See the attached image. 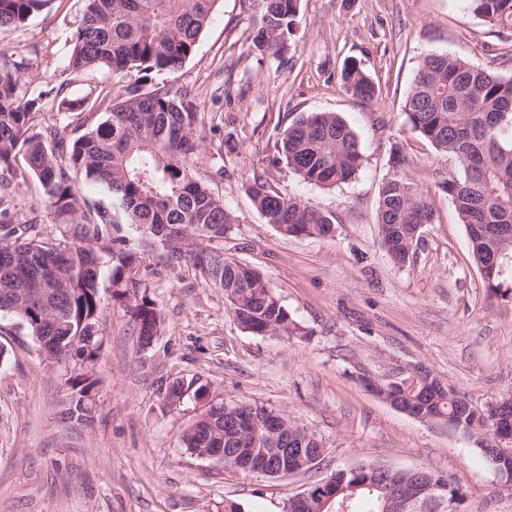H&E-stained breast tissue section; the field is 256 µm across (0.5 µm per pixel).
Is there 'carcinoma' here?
I'll return each mask as SVG.
<instances>
[{
  "instance_id": "obj_1",
  "label": "carcinoma",
  "mask_w": 512,
  "mask_h": 512,
  "mask_svg": "<svg viewBox=\"0 0 512 512\" xmlns=\"http://www.w3.org/2000/svg\"><path fill=\"white\" fill-rule=\"evenodd\" d=\"M49 0H0V28L19 27ZM218 0H85L72 37L66 70H104L140 74L107 102L108 94L69 100L64 85L55 89L60 105L76 121L36 131L33 115L43 94L24 92V59L0 70V168L22 166L40 182L48 207L62 224L61 239L47 242L7 220L0 210V315L16 317L33 339L56 349L55 355L81 363L65 379L58 418L68 427L93 425L98 380L92 363L99 339L100 282L108 274L112 297L128 304L139 347L153 346L161 334L154 301L131 298L129 287L140 280L144 250L160 253L169 263L189 265L207 284L224 292L246 328L272 327L282 335L297 329L288 309L255 268L224 256L226 235L236 215L224 199L197 180L192 164L201 153L197 135L204 116L188 92L165 85L142 84L153 71H174L195 52ZM262 26L254 46L275 58L285 50V35L296 25L299 0H261ZM472 12L502 28H512V0H469ZM347 92L371 99L377 87L355 60L340 74ZM102 121L86 125L96 111ZM403 113L411 129L442 153L453 156L462 171L443 189L465 224L471 251L485 287L497 296H512V77L489 72L446 53L422 61L406 96ZM85 128L77 136L71 124ZM278 157L304 182L331 189L352 181L364 157L359 138L335 112H315L293 120L282 133ZM107 189L112 201L136 228L143 249L130 246L111 229L117 221L101 204L80 193L79 180ZM247 193L267 224L285 237H324L332 233L330 213L281 193L266 178L255 176ZM434 218L428 201L407 174L399 170L379 191L377 223L387 253L397 267L410 262L420 239L418 217ZM40 308L43 316L33 313ZM197 395L201 377L177 378L173 394L183 387ZM416 414L443 419L459 411L462 397L436 391L427 375H417L397 389L379 390ZM253 420L240 423L252 431L266 423L273 409L248 405ZM467 424L498 425L512 431V397L478 408L470 406ZM234 435L224 417L201 419L181 436L183 447L225 448ZM368 474L336 471L345 493L332 512H383L380 493L365 487ZM426 482L405 487L391 512H460L463 494L452 484L427 492Z\"/></svg>"
}]
</instances>
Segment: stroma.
Here are the masks:
<instances>
[{
    "label": "stroma",
    "mask_w": 512,
    "mask_h": 512,
    "mask_svg": "<svg viewBox=\"0 0 512 512\" xmlns=\"http://www.w3.org/2000/svg\"><path fill=\"white\" fill-rule=\"evenodd\" d=\"M83 10L84 0H50L23 26L0 29V68L25 59L34 92L62 82L74 100L105 87L120 92L133 75L65 69ZM261 25L260 0H219L193 56L150 79L188 91L206 118H220V131L199 132L195 176L238 218L225 255L263 274L299 333L244 331L223 292L146 254L138 289L154 299L161 334L141 350L126 307L103 292L96 418L73 435L57 413L74 362H47L26 326L0 317L8 356L0 364V512H224L228 501L241 512H284L307 486L368 461L438 470L462 491L461 512H512V489L484 462L477 436L409 417L363 382L416 364L477 406L512 395V299L485 287L441 188L458 176L456 160L413 132L402 111L431 53L512 75V30L475 16L467 0H299L288 50L275 58L253 47ZM350 59L372 77L374 98L344 89ZM312 112L339 113L358 134L364 163L352 182L323 189L274 163L278 131ZM397 155L434 211L401 268L376 222ZM256 174L330 212L334 233L288 238L265 224L245 192ZM44 199L27 172L0 178V203L13 220L36 221V235L52 241L61 228ZM182 375L208 379L226 400L284 411L322 440L323 459L269 478L191 455L180 437L200 407L168 410L159 395L162 381Z\"/></svg>",
    "instance_id": "obj_1"
}]
</instances>
